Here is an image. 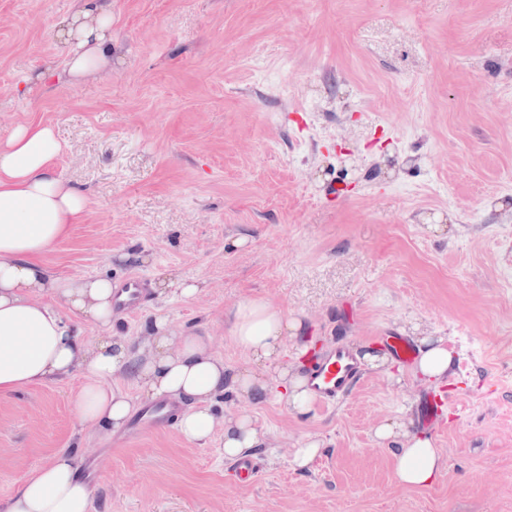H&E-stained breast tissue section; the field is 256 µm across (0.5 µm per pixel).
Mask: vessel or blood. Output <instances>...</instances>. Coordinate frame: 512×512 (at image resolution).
<instances>
[{"instance_id":"vessel-or-blood-1","label":"vessel or blood","mask_w":512,"mask_h":512,"mask_svg":"<svg viewBox=\"0 0 512 512\" xmlns=\"http://www.w3.org/2000/svg\"><path fill=\"white\" fill-rule=\"evenodd\" d=\"M147 298L146 284L139 278L114 282L112 305L126 312L139 310ZM307 379L321 406L328 407L345 399L361 382V366L349 345L336 343L315 357L306 370ZM171 405L159 402L142 411L134 420V429L169 421Z\"/></svg>"}]
</instances>
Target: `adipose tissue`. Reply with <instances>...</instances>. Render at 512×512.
<instances>
[{"mask_svg":"<svg viewBox=\"0 0 512 512\" xmlns=\"http://www.w3.org/2000/svg\"><path fill=\"white\" fill-rule=\"evenodd\" d=\"M61 27L70 39L61 77L86 78L111 63L108 0H74V10ZM60 151L54 130L42 124L16 126L0 139V396L81 372L86 381L77 394L80 422L118 431L133 410V400L114 377L127 374L150 399L190 403L178 423L186 440L220 435L229 460L268 449L265 432L250 416L216 418L211 402L230 389L259 406L279 380L291 384L292 408L308 412L312 394L306 378L281 363L284 339L302 334V320L263 299L241 302L229 318V333L249 359L232 372L213 354L207 337L175 335L162 320L133 340L111 336V282L95 276L62 277L43 262L86 206L85 197L53 172ZM79 317L104 328V335L85 340L75 324ZM447 342L444 336L421 338L414 375L435 386L449 383L455 360ZM376 436L382 442L402 439L393 451L399 485L429 486L446 466L432 438L414 430L412 419L381 424ZM90 499L91 488L81 478L74 455L60 452L28 475L7 512H90Z\"/></svg>","mask_w":512,"mask_h":512,"instance_id":"1","label":"adipose tissue"}]
</instances>
